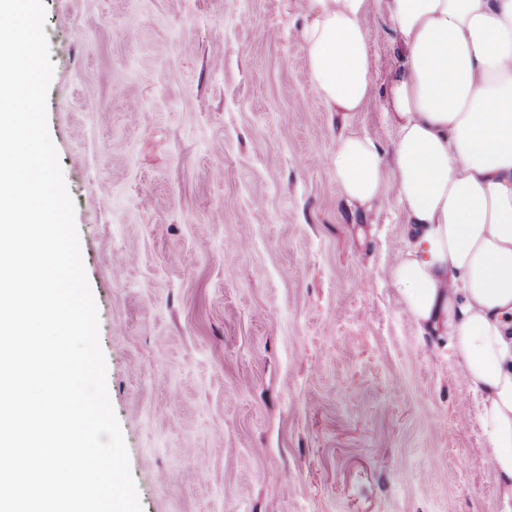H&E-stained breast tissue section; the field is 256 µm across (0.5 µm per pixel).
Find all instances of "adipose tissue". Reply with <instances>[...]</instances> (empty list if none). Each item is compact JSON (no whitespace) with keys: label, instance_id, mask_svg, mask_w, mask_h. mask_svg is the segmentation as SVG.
I'll return each instance as SVG.
<instances>
[{"label":"adipose tissue","instance_id":"adipose-tissue-1","mask_svg":"<svg viewBox=\"0 0 512 512\" xmlns=\"http://www.w3.org/2000/svg\"><path fill=\"white\" fill-rule=\"evenodd\" d=\"M301 2L309 80L344 117L376 94L371 8L396 34L383 103L393 154L344 133L333 172L352 205L390 187L407 236L390 279L420 332L448 334L476 399L484 457L512 500V0Z\"/></svg>","mask_w":512,"mask_h":512}]
</instances>
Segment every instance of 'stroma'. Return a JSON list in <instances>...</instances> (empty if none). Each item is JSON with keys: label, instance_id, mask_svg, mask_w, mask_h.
<instances>
[{"label": "stroma", "instance_id": "35a3bbf8", "mask_svg": "<svg viewBox=\"0 0 512 512\" xmlns=\"http://www.w3.org/2000/svg\"><path fill=\"white\" fill-rule=\"evenodd\" d=\"M47 125L75 204L142 512H500L449 341L389 270L391 192L349 206L337 137L384 153L397 64L326 111L299 0H44Z\"/></svg>", "mask_w": 512, "mask_h": 512}]
</instances>
